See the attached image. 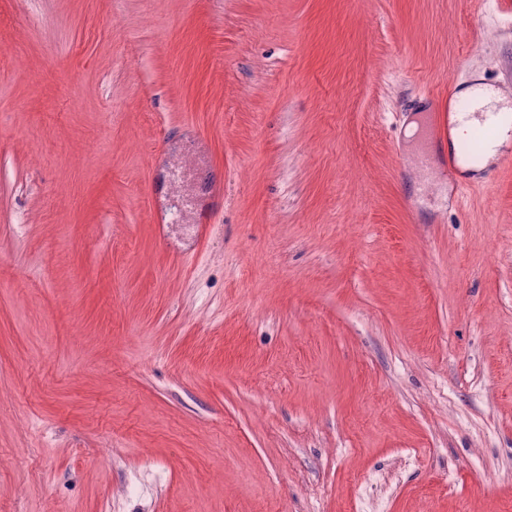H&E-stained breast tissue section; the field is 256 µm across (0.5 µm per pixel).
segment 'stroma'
<instances>
[{
    "instance_id": "35a3bbf8",
    "label": "stroma",
    "mask_w": 512,
    "mask_h": 512,
    "mask_svg": "<svg viewBox=\"0 0 512 512\" xmlns=\"http://www.w3.org/2000/svg\"><path fill=\"white\" fill-rule=\"evenodd\" d=\"M476 79L505 0H0V512H512V170L401 131Z\"/></svg>"
}]
</instances>
